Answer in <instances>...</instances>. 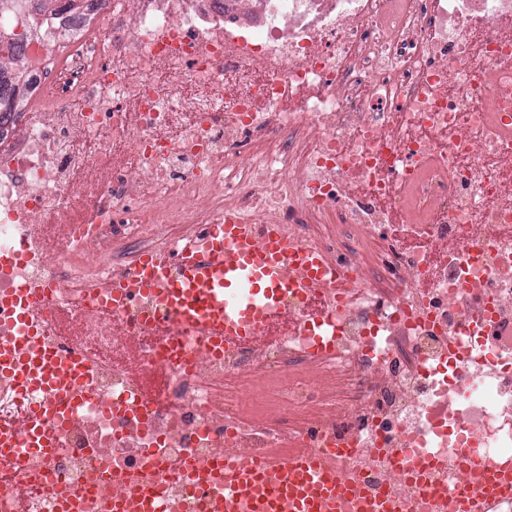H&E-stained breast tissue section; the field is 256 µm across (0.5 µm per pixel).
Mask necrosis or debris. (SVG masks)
<instances>
[{
  "instance_id": "4bbe7bcc",
  "label": "necrosis or debris",
  "mask_w": 512,
  "mask_h": 512,
  "mask_svg": "<svg viewBox=\"0 0 512 512\" xmlns=\"http://www.w3.org/2000/svg\"><path fill=\"white\" fill-rule=\"evenodd\" d=\"M39 26L0 135V327L27 288L69 416L0 373V423L50 411L49 456L0 479V512H104L128 480L204 512L215 461L346 448L336 476L406 512H455L512 469V0H17ZM333 263L246 343L214 353L130 293L148 253L226 218ZM327 319L317 336L310 320ZM161 379L148 413L128 396ZM434 458L429 473L391 464Z\"/></svg>"
}]
</instances>
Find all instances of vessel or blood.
<instances>
[{"label": "vessel or blood", "mask_w": 512, "mask_h": 512, "mask_svg": "<svg viewBox=\"0 0 512 512\" xmlns=\"http://www.w3.org/2000/svg\"><path fill=\"white\" fill-rule=\"evenodd\" d=\"M131 288L159 302L149 326L176 319L214 349L228 340H251L297 291L286 274L277 234L256 243L241 224L213 225L205 242L183 251L174 264L163 255L142 256L133 274L113 285L104 311L119 308ZM0 372L22 384L37 382L60 391L80 377L82 368L59 360L32 333L24 344L0 353ZM47 421L45 412L36 410L22 433L0 430V460L17 463L29 452L49 453ZM209 471L220 479L224 493L210 500L207 512H336L337 503L346 499L355 500L362 512H384L388 503L384 497L358 496L316 453L276 462L244 455L215 462ZM484 487L485 498L510 496L512 475L489 472Z\"/></svg>", "instance_id": "1"}]
</instances>
